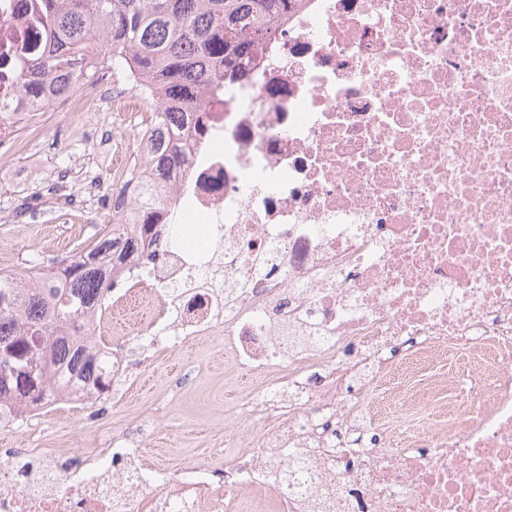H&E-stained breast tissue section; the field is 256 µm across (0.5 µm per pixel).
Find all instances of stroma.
I'll return each mask as SVG.
<instances>
[{
	"label": "stroma",
	"instance_id": "1",
	"mask_svg": "<svg viewBox=\"0 0 512 512\" xmlns=\"http://www.w3.org/2000/svg\"><path fill=\"white\" fill-rule=\"evenodd\" d=\"M38 135L0 159V268L20 276L34 266H55L75 249L88 245L93 224L26 223L17 220L19 203L31 192L62 202L63 190L54 172L84 163L97 194L115 188L112 151L116 142L131 141L129 131L112 129L100 116L87 120L81 138H74L54 112L40 115ZM102 341L122 347L133 373L92 400L51 411L36 427L48 448L96 447L98 440L135 427L154 431L152 445L163 460L187 465L206 460L210 448L224 443V412L243 389L224 365V339L208 336L181 350L154 357L149 346L123 344L111 328Z\"/></svg>",
	"mask_w": 512,
	"mask_h": 512
}]
</instances>
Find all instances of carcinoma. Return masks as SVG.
<instances>
[{
  "instance_id": "carcinoma-1",
  "label": "carcinoma",
  "mask_w": 512,
  "mask_h": 512,
  "mask_svg": "<svg viewBox=\"0 0 512 512\" xmlns=\"http://www.w3.org/2000/svg\"><path fill=\"white\" fill-rule=\"evenodd\" d=\"M291 0H44L31 26L52 34L40 70L26 75L21 100L42 108L92 81L80 58L94 49L112 67L146 76L160 93L147 157L163 173L181 163L170 133L199 111L207 93L245 73L271 35L270 21ZM94 241L57 269L29 279L0 273V347L46 368L31 392L14 379L0 382V420L6 412L43 404L61 384L102 388L112 382V350L85 341L87 313L112 288V270L150 251L153 241L135 224L112 216Z\"/></svg>"
}]
</instances>
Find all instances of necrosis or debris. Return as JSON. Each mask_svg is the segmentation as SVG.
Segmentation results:
<instances>
[{"instance_id": "necrosis-or-debris-1", "label": "necrosis or debris", "mask_w": 512, "mask_h": 512, "mask_svg": "<svg viewBox=\"0 0 512 512\" xmlns=\"http://www.w3.org/2000/svg\"><path fill=\"white\" fill-rule=\"evenodd\" d=\"M41 3L0 0L4 152L38 124L18 77ZM85 63L96 84L51 111L146 141L138 77ZM182 145L163 176L140 154L112 195L70 190L80 213L156 178L177 199L91 325L159 355L223 336L252 432L179 468L144 432L65 462L0 448V512H512V0H297ZM178 211L213 249L172 244Z\"/></svg>"}]
</instances>
